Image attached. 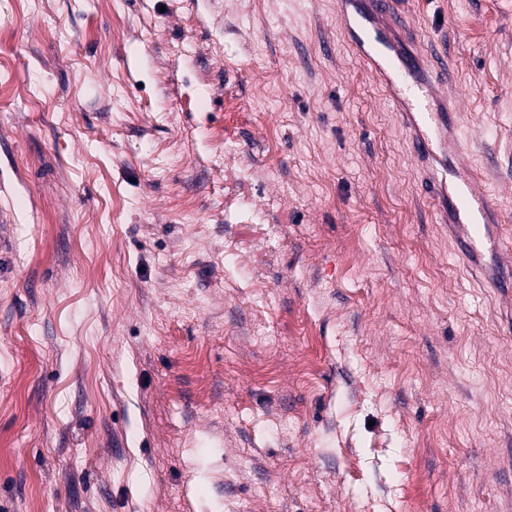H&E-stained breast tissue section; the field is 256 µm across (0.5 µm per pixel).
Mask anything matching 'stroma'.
I'll use <instances>...</instances> for the list:
<instances>
[{"label":"stroma","instance_id":"stroma-1","mask_svg":"<svg viewBox=\"0 0 512 512\" xmlns=\"http://www.w3.org/2000/svg\"><path fill=\"white\" fill-rule=\"evenodd\" d=\"M512 227V0H408ZM336 0H0V512H512V297Z\"/></svg>","mask_w":512,"mask_h":512}]
</instances>
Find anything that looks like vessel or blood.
Returning a JSON list of instances; mask_svg holds the SVG:
<instances>
[{
    "label": "vessel or blood",
    "instance_id": "b4317fda",
    "mask_svg": "<svg viewBox=\"0 0 512 512\" xmlns=\"http://www.w3.org/2000/svg\"><path fill=\"white\" fill-rule=\"evenodd\" d=\"M401 0H338V18L344 36L371 72L386 86L391 100L413 131L414 157L425 174L423 186L441 223L462 233L461 252L469 258L490 254L498 263L496 285L512 290V263L503 256L512 250L500 212L482 181L463 171V146L454 139L459 113L441 78L436 61L417 47L400 9Z\"/></svg>",
    "mask_w": 512,
    "mask_h": 512
}]
</instances>
